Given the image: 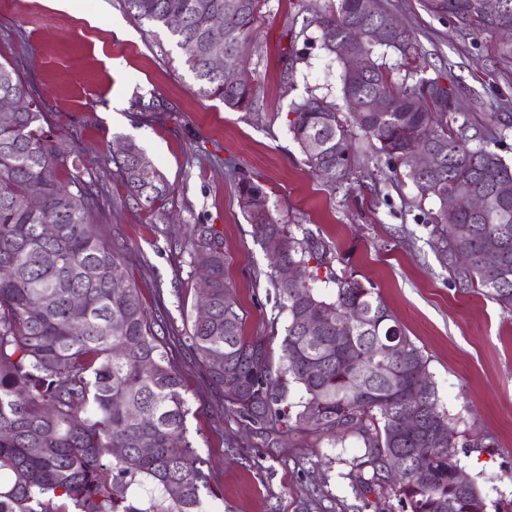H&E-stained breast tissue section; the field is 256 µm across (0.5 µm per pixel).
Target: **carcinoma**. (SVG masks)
Listing matches in <instances>:
<instances>
[{"instance_id": "1", "label": "carcinoma", "mask_w": 512, "mask_h": 512, "mask_svg": "<svg viewBox=\"0 0 512 512\" xmlns=\"http://www.w3.org/2000/svg\"><path fill=\"white\" fill-rule=\"evenodd\" d=\"M139 23L166 33L176 46L191 41L196 54L185 59L197 93L230 110L258 108L257 89L247 77L224 86L210 66L209 27L224 24V50L245 51L261 0H124ZM481 0H425L434 15L447 11L462 18L461 30L494 31ZM362 0H336L304 20L320 32L322 49L342 61L338 45H359L365 27L381 26L392 10L374 2L370 16ZM392 52L411 65L400 78L387 66ZM368 71L357 84L341 72L342 95L353 93L380 103L347 120L336 105L315 96L294 105L289 132L311 172L328 169L333 182L349 177L353 148L350 126L366 143L407 170L423 199L438 203L432 234L436 257L455 286L476 289L512 312V166L488 147L512 130V116L486 115L473 124L459 111L453 94L438 80L420 77L424 58L404 25L383 42L367 45ZM426 92L430 104L415 112L410 98ZM27 98L34 109L0 113V512H202L205 497L218 492L203 469L187 419L189 399L172 361L169 337L154 322L128 277L123 259L94 230V197L80 168L79 154L62 146L47 126L42 103L26 89L15 69L0 62V96ZM132 109L168 111L164 99L137 96ZM317 150L309 149L311 142ZM442 154L441 167L415 177L406 159L412 144ZM117 161L119 175L135 204L155 211L171 185L135 144ZM263 189L251 178L237 183L239 206L254 238L278 237L285 244L271 258L268 278L287 325L278 365L269 344L243 336L236 296L224 277L223 244L213 228L192 227L191 251L210 255L197 288L208 315L195 316L178 337L222 395L224 408L238 424L275 444L283 430H306L332 447L356 438L363 453L348 461L351 470L371 477L364 485L388 479L387 457L414 448V463L396 485L400 512H487L477 484L463 491L458 441L435 383L419 386L413 370L427 366L420 348L405 334L374 291L354 276L325 266L324 241L276 219L268 206L254 208L250 198ZM470 193L485 199L476 215L448 217V194ZM57 220L52 237L42 219ZM467 263L459 266L454 255ZM316 265H311V262ZM293 266L298 276L285 282L278 267ZM326 268L325 276L319 270ZM123 284L117 290L115 284ZM332 286L326 292L322 284ZM319 321L306 330L305 314ZM401 342L407 361L400 366L386 355L392 340ZM418 414L446 428L442 439L423 431L408 435L402 418ZM138 486L143 500L127 492Z\"/></svg>"}]
</instances>
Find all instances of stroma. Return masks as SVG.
I'll return each instance as SVG.
<instances>
[{"label": "stroma", "instance_id": "35a3bbf8", "mask_svg": "<svg viewBox=\"0 0 512 512\" xmlns=\"http://www.w3.org/2000/svg\"><path fill=\"white\" fill-rule=\"evenodd\" d=\"M422 47L426 77L445 83L473 121L512 115V63L500 61L498 35L461 33L422 0H390ZM329 0H262L247 67L260 106L233 111L201 98L185 53L150 32L124 0H0V60H8L45 105L51 128L78 150L97 199L96 228L122 254L129 276L162 335L181 336L197 302L192 257L182 242L191 225H211L224 244L226 277L244 315V333L279 353L278 313L258 244L236 194L259 179L273 215L324 240L328 263L373 285L417 345L463 447L458 456L489 504L512 512V313L481 292L460 291L435 255L437 205L420 199L405 169L358 145L349 178L333 185L309 172L288 125L292 106L311 95L344 108L341 67L303 24L305 10ZM162 94L169 110L130 109L133 94ZM120 116H112V101ZM139 146L172 192L158 213L138 208L113 162L126 142ZM174 363L192 407L188 428L221 499L207 512H399L392 483L357 486L348 461L356 439L329 447L310 432L285 433L264 447L224 411L198 362ZM479 447H470V440Z\"/></svg>", "mask_w": 512, "mask_h": 512}]
</instances>
